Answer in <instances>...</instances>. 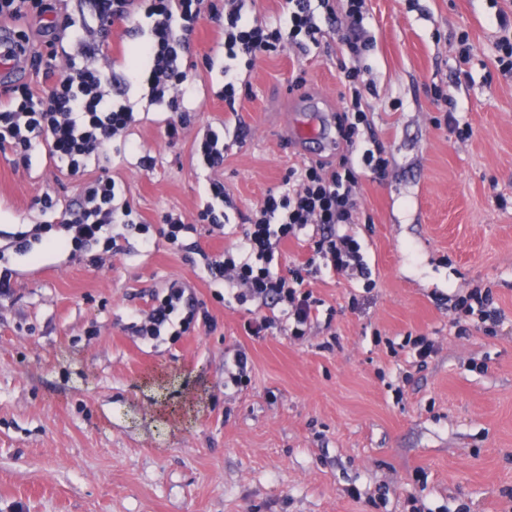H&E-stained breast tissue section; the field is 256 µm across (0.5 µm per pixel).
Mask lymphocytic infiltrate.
<instances>
[{
    "label": "lymphocytic infiltrate",
    "mask_w": 512,
    "mask_h": 512,
    "mask_svg": "<svg viewBox=\"0 0 512 512\" xmlns=\"http://www.w3.org/2000/svg\"><path fill=\"white\" fill-rule=\"evenodd\" d=\"M205 0H92L93 16L99 29L112 22L139 16L149 22L148 35L136 55L131 56L128 87L148 85V101L168 112L186 111L197 76L181 65L192 36L204 18ZM247 0H224V86L220 92L227 108H234L238 95L235 60L254 62L278 47L291 45L307 49L319 44L325 32L336 33L353 64L341 73L351 91V101L338 115V131L348 147H355L363 128L369 127L366 96L371 91L368 66L362 60L368 50L363 39L367 17L366 0H287L286 25L262 23L249 18ZM98 43L80 36L73 52L52 45L51 56L65 54L68 71L43 93L28 85L13 86L0 94V147L10 149L21 163H28L32 152L44 149L56 166L68 175L85 177L79 197L68 219L61 225L46 221L31 225L14 235V248L24 251L45 235L64 232L63 247L80 252L113 241L112 227L124 224L141 234L143 248H150L149 225L143 224L129 202H118L112 177L92 175L107 146L125 142L136 122L132 106L114 101L109 88V72L95 67L90 59ZM388 165L382 145L365 149L359 164L340 158L336 164L305 163L290 169L281 190L268 193L244 215L246 228L236 244L208 260L212 278L233 289L239 304L258 303L263 311L249 319L248 336L263 339L274 330L287 331L300 339L313 322L320 302L304 286L299 271L276 272L271 263L282 241L301 237L309 241L313 260L336 274L361 281L364 291L375 283L361 253V245L345 230L358 207L355 188L363 172L383 176ZM211 194L198 211L194 223L181 215L166 213L162 235L173 247H184L198 225L223 229L224 211L230 199L222 182L209 184ZM197 316L195 305L182 283H171L157 296L146 321L137 327L142 339H158L171 325L190 327Z\"/></svg>",
    "instance_id": "f902f5d3"
}]
</instances>
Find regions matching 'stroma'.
Instances as JSON below:
<instances>
[{"label": "stroma", "mask_w": 512, "mask_h": 512, "mask_svg": "<svg viewBox=\"0 0 512 512\" xmlns=\"http://www.w3.org/2000/svg\"><path fill=\"white\" fill-rule=\"evenodd\" d=\"M72 26L36 16L10 21L28 46L63 45L90 17L85 0H61ZM365 57L371 127L389 167L360 181L350 231L377 286L321 271L310 286L323 304L308 335L247 336L250 313L210 281L198 253L173 250L164 213L193 221L210 180L234 208L225 234L199 228L211 254L232 247L241 220L309 160L347 153L336 133L350 58L330 37L307 51L284 48L239 65L236 112L224 83V19L205 16L183 60L200 79L177 140L170 113L127 90L124 54L143 36L120 21L95 64L112 72V96L130 99V140L157 159L153 171L107 150L109 176L146 223L143 250L124 225L111 249L77 254L44 242L11 257L13 290L0 295V512H512V77L495 62L497 18L512 0H367ZM467 32L469 62L457 54ZM301 81L299 94L289 91ZM449 93L472 136L443 125L430 87ZM318 138L300 144L296 126ZM223 130V167L199 169L200 129ZM82 176L61 173L42 151L29 165L0 154V246L42 222L38 199L53 190L54 221L77 200ZM199 304L195 329L141 340L131 310L148 313L170 282ZM491 289L495 334L459 333L451 299ZM436 340L424 367L392 344ZM246 349L252 378L224 383V360Z\"/></svg>", "instance_id": "stroma-1"}]
</instances>
